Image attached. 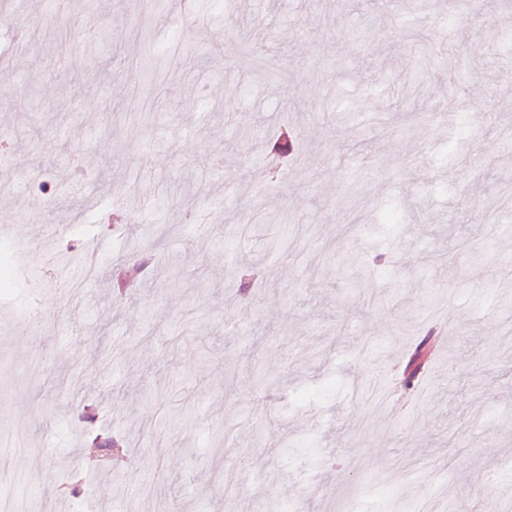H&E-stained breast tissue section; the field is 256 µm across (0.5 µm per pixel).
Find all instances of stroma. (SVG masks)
Instances as JSON below:
<instances>
[{
    "label": "stroma",
    "mask_w": 512,
    "mask_h": 512,
    "mask_svg": "<svg viewBox=\"0 0 512 512\" xmlns=\"http://www.w3.org/2000/svg\"><path fill=\"white\" fill-rule=\"evenodd\" d=\"M199 3L204 24L174 29L173 0H107L106 74L67 30L48 27L32 54L10 53L0 30V115L52 186L24 190L21 209L3 189L13 171L0 170V228L47 242L64 214L71 239L101 244L98 288L80 311L54 301L27 337L17 321L0 332V431L25 438L10 469L27 461L32 505L55 512H73L60 490L77 470L99 512H143L146 490L157 512H266L274 487L307 512L415 507L441 479L465 512L490 499L500 510L506 497L482 479L512 461V223L500 221L512 195V51L498 38L512 30V0L477 12L430 0L411 28L385 0ZM451 11L466 35L445 43L435 20ZM71 49L80 86L59 64ZM456 53L469 73L454 86L427 62ZM460 98L477 122L451 112ZM285 121L299 133L295 161L252 193L265 158L238 132ZM77 163L96 183L108 172L111 204L71 209L85 198L67 184ZM218 185L234 196L190 235L186 210ZM273 211L288 220L285 258L260 248L274 228L257 219ZM155 238L145 273L113 304V268ZM228 239L235 259L276 272L245 306ZM352 253L387 266L359 278ZM35 291L0 256V304L23 308ZM440 318L439 353L393 422L376 404L374 356L403 365ZM73 389L97 403L106 432L128 438L138 481L124 493L84 446ZM414 471L425 482L408 481ZM203 481L220 497L196 496Z\"/></svg>",
    "instance_id": "stroma-1"
}]
</instances>
